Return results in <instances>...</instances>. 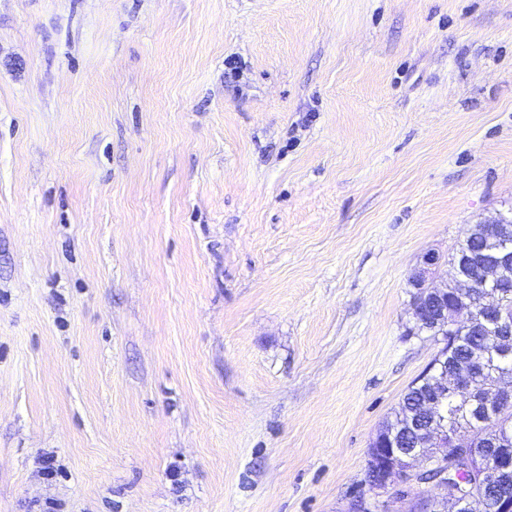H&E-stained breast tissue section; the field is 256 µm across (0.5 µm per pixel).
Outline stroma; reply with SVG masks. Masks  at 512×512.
I'll return each instance as SVG.
<instances>
[{"instance_id":"obj_1","label":"stroma","mask_w":512,"mask_h":512,"mask_svg":"<svg viewBox=\"0 0 512 512\" xmlns=\"http://www.w3.org/2000/svg\"><path fill=\"white\" fill-rule=\"evenodd\" d=\"M500 215L512 0H0V512H344ZM510 223L511 222L506 223L500 217H497V218H494L491 220L480 222L479 224H474L473 233H472V229H471L470 233L468 231V233L465 237V240H468L471 237V233L473 234L471 247L475 251L474 255H478V253H480V249L486 245V241L484 239L486 237L484 235L483 227L481 224H485V225L489 226L492 230H494L495 236L497 238H499L501 234L505 233L506 228L503 226H507L506 224H510ZM511 225H512V223H511Z\"/></svg>"}]
</instances>
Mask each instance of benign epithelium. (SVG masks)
<instances>
[{
    "label": "benign epithelium",
    "instance_id": "1",
    "mask_svg": "<svg viewBox=\"0 0 512 512\" xmlns=\"http://www.w3.org/2000/svg\"><path fill=\"white\" fill-rule=\"evenodd\" d=\"M485 253L488 258L480 265L478 278L465 273L470 254L461 253L450 263V278L459 292L451 304L448 303V285L427 284L439 257L434 254L423 257V264L410 277L417 290L411 302L415 326L424 327L432 321L453 336L475 330L483 314L499 310L498 295L492 288L512 277V258L489 246ZM486 371V363L475 360L453 373L438 375L437 397L428 406L430 424L419 429V447L404 450L398 446L399 434H377L369 448L368 470L381 474V479L369 484L375 497L357 496L351 512H409L412 508L417 512H485L489 507L494 512H512V494L503 491L493 497L485 493L486 486L498 480L501 459L478 456L474 448L475 436L454 431L437 417L440 402L449 395L467 404L480 397L485 402L511 397V374L496 378L489 384L487 393L477 396L474 379ZM459 459H471L481 467L476 489L462 495L453 482L445 479L432 482L439 491L437 497L414 494L413 488L423 483L422 474L449 467ZM380 494L385 496L382 501L376 499Z\"/></svg>",
    "mask_w": 512,
    "mask_h": 512
}]
</instances>
